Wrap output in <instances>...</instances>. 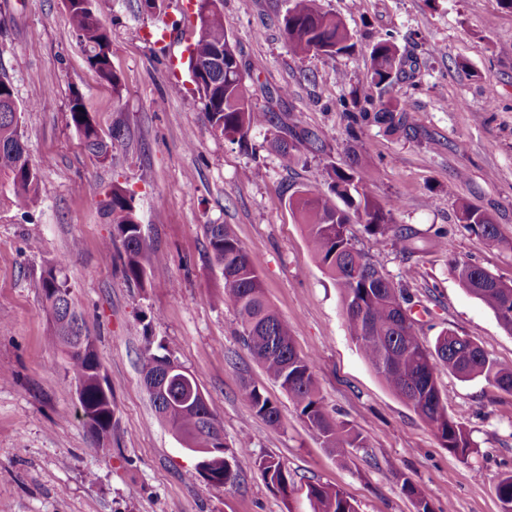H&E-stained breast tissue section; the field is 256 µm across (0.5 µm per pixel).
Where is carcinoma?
<instances>
[{"label":"carcinoma","instance_id":"1","mask_svg":"<svg viewBox=\"0 0 512 512\" xmlns=\"http://www.w3.org/2000/svg\"><path fill=\"white\" fill-rule=\"evenodd\" d=\"M223 5L224 0H199L193 20L196 39L189 45L188 66L211 130L241 142L253 128L263 125L266 114L252 107L243 73L227 58L232 39L224 30ZM65 9L74 34L85 47L88 64L104 82L112 85L113 91L120 92L121 79L112 68V40L94 10L93 0H65ZM282 33L296 57L333 58L348 54L355 47L353 34L342 19L322 11L317 0H290L282 19ZM207 64L216 65V69L208 72L211 83L203 84L199 68ZM414 66L415 63L409 64L400 57L396 45L388 40L371 47L368 72L375 93L362 103L355 100L351 107L344 108L352 139H357L358 131L370 125L406 138L416 136L413 112L394 95L395 87ZM82 106V96L73 93L70 124L80 135L84 148L104 162L111 157L112 149L124 142L125 127L115 122L105 134ZM21 112L11 81L0 75V208L35 204L46 194V186L23 141ZM303 141L314 152H324L325 142L318 134L290 129L288 140L277 141L282 158H290L296 144ZM372 178V169L355 153L343 166L332 164L316 171L298 195L289 198V206L299 216L318 266L340 290L349 335L364 358L384 384L431 427L442 447L464 458L475 443L463 423L448 417L437 384L439 368H446L463 380L482 377L508 392H512V368L497 364L477 343L450 330L437 336L434 347H427L415 335L413 321L404 312L410 297L402 289L385 276L366 278L353 274L356 268L375 271L377 267L350 235L348 211H353L373 236L383 240L391 237L403 247L409 238L394 229L393 212L399 209V202L383 205L365 193L364 186ZM324 183L328 185L326 192L320 189ZM337 198L345 208L336 205ZM105 208L112 224V239L104 242V248L109 251L112 241H121L125 278L142 288L146 279V244L132 196L115 185ZM459 222L466 231L491 244L509 246L499 237L493 219L475 205L461 206ZM205 232L224 279V291L214 297V302L233 304L238 313L240 338L249 352L288 395L299 416L325 447H364L365 439L359 431L325 410L312 358L296 351L288 321L267 300L256 265L231 226L208 224ZM450 263L461 286L494 313L504 330L512 333V282L504 283L456 257ZM61 266L60 262L48 266L37 284L50 318L48 344L67 356L73 379L82 382V424L98 447L108 452L115 414L112 390L102 386L104 375L95 338L85 330L83 315L74 304L72 288L62 276ZM167 357V353L147 349L142 364L144 380L153 378L158 360ZM190 394V384L183 382L164 395L150 397L155 416L187 447L210 449L196 467L199 477L215 487L233 486L239 480V457L248 452L246 442H240L236 448L213 450L215 438L224 432L223 426L209 407L196 408L188 402ZM242 396L267 423L281 424L277 403L257 386L243 384ZM255 465L279 492L286 494L294 486L291 473L275 459L260 457ZM402 489L415 501L417 512H431L429 502L415 485L406 481ZM496 494L502 512H512V473L498 481ZM306 495L313 512H358L339 489L310 484Z\"/></svg>","mask_w":512,"mask_h":512}]
</instances>
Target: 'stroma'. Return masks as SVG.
Returning a JSON list of instances; mask_svg holds the SVG:
<instances>
[{
    "instance_id": "1",
    "label": "stroma",
    "mask_w": 512,
    "mask_h": 512,
    "mask_svg": "<svg viewBox=\"0 0 512 512\" xmlns=\"http://www.w3.org/2000/svg\"><path fill=\"white\" fill-rule=\"evenodd\" d=\"M181 4L164 0L147 12L138 0H96L122 80L116 93L88 65L63 0H0V73L24 107L23 139L50 188L35 206L0 210V512H312L311 484L341 489L359 512H416L402 490L407 480L433 512H500L495 486L512 471V393L440 370L448 414L476 443L465 458L442 448L351 340L341 294L288 200L315 170L344 165L357 147L374 171L367 193L402 200L393 223L409 241H377L356 219L350 230L406 288L420 340L434 344L449 329L512 367V334L449 266L454 254L512 281V10L498 0H319L352 30L355 50L297 58L281 35L288 0H224V28L240 51L251 103L272 114L236 144L211 131L197 95L171 91L167 60L192 37L179 22ZM171 25L178 43L144 40L145 31ZM385 39L418 63L397 87L417 135L368 126L355 141L341 104L369 93L368 54ZM76 92L102 130L125 123L127 138L107 161L85 150L69 122ZM288 125L322 136L324 152L302 143L283 161L276 141ZM116 183L132 194L151 252L142 288L124 276L121 245L102 249L112 226L98 203ZM465 203L492 217L503 245L461 227ZM209 224L231 225L247 247L297 351L314 358L327 411L360 431L364 447H324L238 340L234 308L212 301L224 280ZM439 229L448 248L436 243ZM58 261L112 390L108 454L76 414L65 355L46 342L37 282ZM151 343L193 373L225 444L248 441L238 486L196 477V455L158 422L141 372ZM246 381L277 402L282 426L256 415L241 395ZM259 457L291 472L290 494L268 483L254 464Z\"/></svg>"
}]
</instances>
